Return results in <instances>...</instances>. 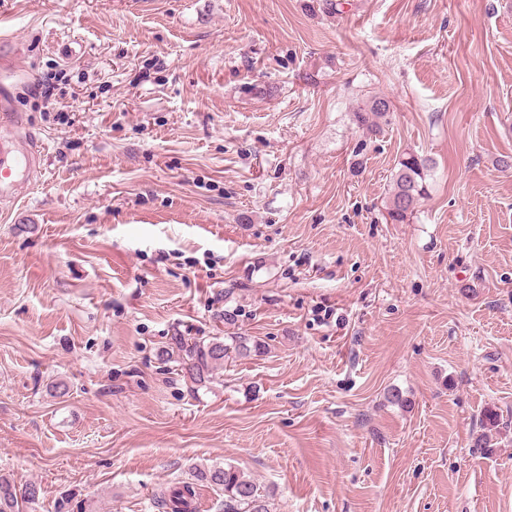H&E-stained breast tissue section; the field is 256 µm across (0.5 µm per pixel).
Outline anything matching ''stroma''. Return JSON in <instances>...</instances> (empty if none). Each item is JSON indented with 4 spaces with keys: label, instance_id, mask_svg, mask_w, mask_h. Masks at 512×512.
Segmentation results:
<instances>
[{
    "label": "stroma",
    "instance_id": "obj_1",
    "mask_svg": "<svg viewBox=\"0 0 512 512\" xmlns=\"http://www.w3.org/2000/svg\"><path fill=\"white\" fill-rule=\"evenodd\" d=\"M6 128L38 155L0 199L23 512H160L224 463L268 512H512V0H0ZM178 330L266 350L201 387ZM391 112V102L385 96L372 98L365 108L354 112L357 124L365 127L371 133H380L383 125H388ZM432 161L415 153H406L392 173L386 197L385 219L391 224H405L421 200L428 197L427 182ZM192 485L198 487V484L195 482H186L183 483L181 487H176L173 489L168 498L164 493L161 494V496H158L157 498L158 506L162 509H170L169 511L171 512L195 511L193 501L196 499L197 491Z\"/></svg>",
    "mask_w": 512,
    "mask_h": 512
}]
</instances>
